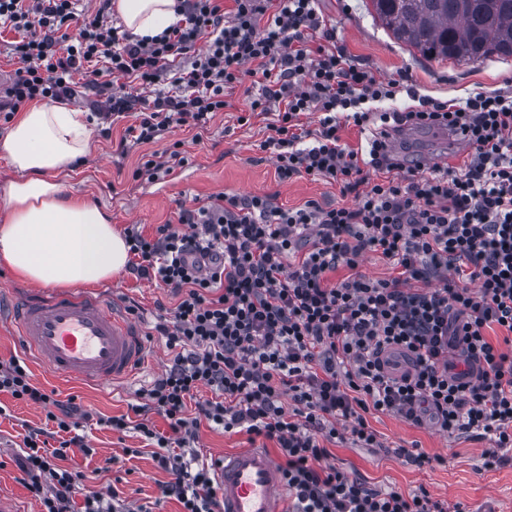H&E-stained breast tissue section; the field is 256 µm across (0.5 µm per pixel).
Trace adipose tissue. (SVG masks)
I'll use <instances>...</instances> for the list:
<instances>
[{"label":"adipose tissue","mask_w":512,"mask_h":512,"mask_svg":"<svg viewBox=\"0 0 512 512\" xmlns=\"http://www.w3.org/2000/svg\"><path fill=\"white\" fill-rule=\"evenodd\" d=\"M134 35L153 37L176 22L177 0H113ZM0 150L19 180L10 183L0 220V261L39 285L95 286L120 273L128 247L96 204L71 198L59 181L90 151V130L78 108L42 103L21 112Z\"/></svg>","instance_id":"ef3b65f1"}]
</instances>
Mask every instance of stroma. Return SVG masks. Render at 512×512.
<instances>
[{"instance_id":"1","label":"stroma","mask_w":512,"mask_h":512,"mask_svg":"<svg viewBox=\"0 0 512 512\" xmlns=\"http://www.w3.org/2000/svg\"><path fill=\"white\" fill-rule=\"evenodd\" d=\"M366 2L319 0L318 7L335 31L337 47L377 79L404 74L419 94L443 101L512 86V58L492 56L468 64L425 58L376 22ZM229 100L230 108L216 114L207 132L174 127L156 142L134 146L123 156L117 145L133 120L122 119L113 125L111 138L93 136L89 154L61 179L69 193L106 210L116 228L134 224L150 237L159 225L176 223L181 206H192L222 192L265 196L283 208H295L309 200L346 204L338 185L326 180L303 176L280 182L274 160L261 148L268 135L264 118L238 124L241 96L236 93ZM175 145L186 157V164L155 181L134 179L133 172L141 162ZM103 288L123 305L138 307L149 320L154 319L158 306L170 308L176 303L169 289L126 272L112 277ZM151 354L152 363L141 368L134 383L114 387L69 382L35 364L30 371L34 381L55 391L59 400L75 398L83 411L95 416L121 415L135 404L136 391L152 385L167 367L169 355L160 339L152 340ZM46 413L45 407L0 393V496L12 501L14 512H43L40 499L22 484L17 463L28 428L43 426ZM368 422L380 447L359 448L348 442L332 445L331 461L336 467L374 488L393 485L407 493L423 489L432 497L462 503L469 512H512V450L506 462L487 469L483 466L487 441L468 436L451 439L430 426L413 425L390 414L370 415ZM86 441L91 454L72 449L62 468L94 474L91 490L116 491L134 510L144 506L149 512H180L176 500L163 497L160 486L169 475L158 468L152 447L139 432L91 429ZM249 445L246 433H226L204 423L198 430L195 451L211 462ZM400 446L417 448L434 456L436 462L416 466L395 455Z\"/></svg>"}]
</instances>
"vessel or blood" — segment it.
<instances>
[{
    "instance_id": "1",
    "label": "vessel or blood",
    "mask_w": 512,
    "mask_h": 512,
    "mask_svg": "<svg viewBox=\"0 0 512 512\" xmlns=\"http://www.w3.org/2000/svg\"><path fill=\"white\" fill-rule=\"evenodd\" d=\"M22 352L87 384L129 381L147 359L140 327L105 293L27 290L13 320ZM224 512H281L285 482L260 448L214 464Z\"/></svg>"
}]
</instances>
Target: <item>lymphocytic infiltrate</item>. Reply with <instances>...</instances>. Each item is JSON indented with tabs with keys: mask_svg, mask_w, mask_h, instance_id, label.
Here are the masks:
<instances>
[{
	"mask_svg": "<svg viewBox=\"0 0 512 512\" xmlns=\"http://www.w3.org/2000/svg\"><path fill=\"white\" fill-rule=\"evenodd\" d=\"M79 2L0 0V28L20 35L0 112L89 89L103 135L133 113L127 135L142 144L173 125L207 131L238 89L247 112L268 118L261 147L280 180L318 177L353 197L290 209L222 193L181 208L156 237L127 228L131 273L180 297L153 326L172 358L136 407L169 425L166 435L136 425L171 476L164 497L183 512H223L211 466L183 454L207 421L275 442L290 512H464L425 491L369 487L330 464L327 445L379 447L367 416L386 412L489 440V467L512 447V91L378 111L403 80L382 82L353 64L318 0H234L230 13L224 0H180L181 20L136 41L113 27L112 0L91 15ZM348 124L370 130L366 147L343 143ZM405 126L463 134L469 161L405 168L391 145ZM369 252L396 276L359 273ZM341 268L348 276L333 281ZM495 325L506 331L499 347L485 334ZM389 348L408 361L401 375L383 365ZM204 388L212 396L198 400ZM2 392L48 410L46 426L29 428L22 460V482L45 512H126L117 495L90 490L86 475L58 462L85 447L81 424L123 432L127 416L78 414L16 359L0 365Z\"/></svg>",
	"mask_w": 512,
	"mask_h": 512,
	"instance_id": "obj_1",
	"label": "lymphocytic infiltrate"
}]
</instances>
